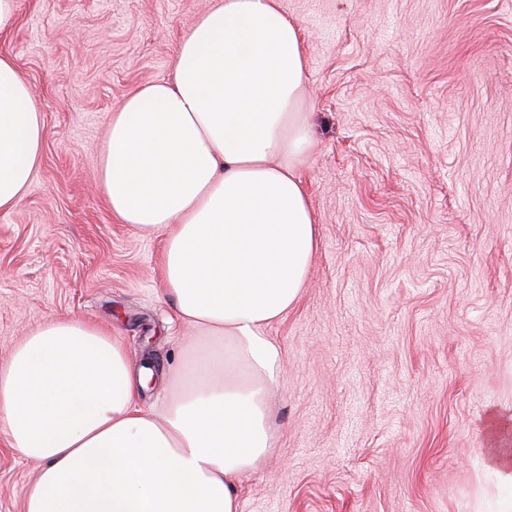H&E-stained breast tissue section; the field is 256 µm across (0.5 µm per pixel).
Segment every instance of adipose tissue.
Wrapping results in <instances>:
<instances>
[{
  "mask_svg": "<svg viewBox=\"0 0 512 512\" xmlns=\"http://www.w3.org/2000/svg\"><path fill=\"white\" fill-rule=\"evenodd\" d=\"M299 26L278 0H216L180 41L172 75L111 115L98 177L121 223L161 237L181 321L224 352L182 368L162 407L117 333L46 322L0 366L10 445L42 468L25 512H238L265 459L279 350L269 328L298 302L318 246L299 167L311 142ZM44 123L0 56V212L19 205Z\"/></svg>",
  "mask_w": 512,
  "mask_h": 512,
  "instance_id": "obj_1",
  "label": "adipose tissue"
}]
</instances>
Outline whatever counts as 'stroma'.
<instances>
[{
	"instance_id": "1",
	"label": "stroma",
	"mask_w": 512,
	"mask_h": 512,
	"mask_svg": "<svg viewBox=\"0 0 512 512\" xmlns=\"http://www.w3.org/2000/svg\"><path fill=\"white\" fill-rule=\"evenodd\" d=\"M213 0H17L0 34L39 105L43 156L0 213V365L52 319L116 328L134 363L202 356L159 238L96 179L110 114L169 78ZM306 56L301 175L319 247L280 353L273 447L240 512H496L512 456V0H280ZM36 463L0 424V512ZM490 469L496 476L498 483L512 491V459L510 456L492 448L489 457Z\"/></svg>"
}]
</instances>
